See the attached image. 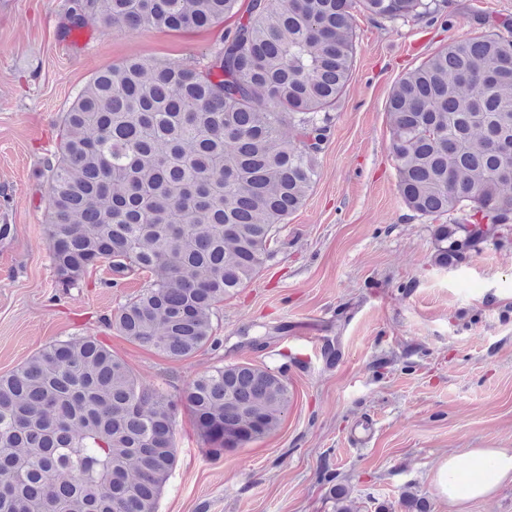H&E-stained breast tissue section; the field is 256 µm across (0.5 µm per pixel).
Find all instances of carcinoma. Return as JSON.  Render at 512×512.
Segmentation results:
<instances>
[{
  "instance_id": "1",
  "label": "carcinoma",
  "mask_w": 512,
  "mask_h": 512,
  "mask_svg": "<svg viewBox=\"0 0 512 512\" xmlns=\"http://www.w3.org/2000/svg\"><path fill=\"white\" fill-rule=\"evenodd\" d=\"M423 18L429 0H359ZM354 0H79L74 19L172 32L238 17L204 67L129 59L63 113L48 165L57 287L102 268L150 280L110 325L171 359L216 347L224 296L270 257L315 184L330 109L353 74ZM246 16H240V11ZM406 206L438 221L434 263L512 233V35L455 40L387 100ZM288 128L291 137L282 135ZM293 398L281 368L227 364L180 392L212 452L277 431ZM175 407L94 336L56 340L0 375V512H157L177 463Z\"/></svg>"
}]
</instances>
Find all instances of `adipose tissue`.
Here are the masks:
<instances>
[{"instance_id":"1","label":"adipose tissue","mask_w":512,"mask_h":512,"mask_svg":"<svg viewBox=\"0 0 512 512\" xmlns=\"http://www.w3.org/2000/svg\"><path fill=\"white\" fill-rule=\"evenodd\" d=\"M471 459L474 472L465 480L458 477V458H447L438 468L436 486L450 505L460 506L486 497L502 484L512 482V452L478 448L472 451Z\"/></svg>"}]
</instances>
